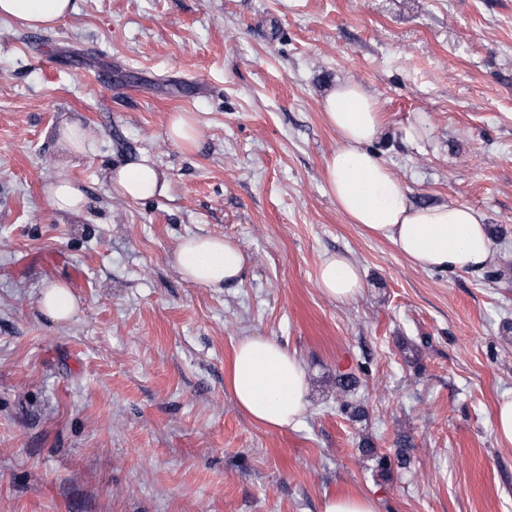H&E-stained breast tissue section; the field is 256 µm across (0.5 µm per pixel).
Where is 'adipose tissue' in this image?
Listing matches in <instances>:
<instances>
[{
  "label": "adipose tissue",
  "instance_id": "obj_1",
  "mask_svg": "<svg viewBox=\"0 0 512 512\" xmlns=\"http://www.w3.org/2000/svg\"><path fill=\"white\" fill-rule=\"evenodd\" d=\"M76 10V0H0V20L31 30L54 28ZM326 125L337 147L323 164V190L349 223L387 241L413 267L425 272L456 273L486 266L492 240L484 219L459 204H415L388 165L372 151L386 129L380 102L361 83L344 80L321 100ZM110 193L130 201L163 195L168 178L148 156L116 165L106 176ZM50 207L81 215L88 205L85 185L62 172L44 188ZM183 280L201 288L240 282L246 263L241 249L221 235L181 237L175 251ZM317 286L345 302L363 290L360 266L341 253L326 256ZM224 381L236 405L268 428H296L307 408V372L297 355L275 339L245 336L237 340Z\"/></svg>",
  "mask_w": 512,
  "mask_h": 512
}]
</instances>
